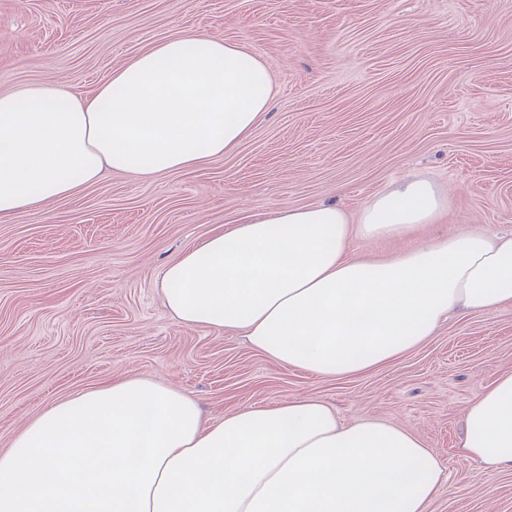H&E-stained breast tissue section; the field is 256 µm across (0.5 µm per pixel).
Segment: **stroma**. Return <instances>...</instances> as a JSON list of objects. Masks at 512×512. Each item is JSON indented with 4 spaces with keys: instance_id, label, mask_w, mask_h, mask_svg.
<instances>
[{
    "instance_id": "1",
    "label": "stroma",
    "mask_w": 512,
    "mask_h": 512,
    "mask_svg": "<svg viewBox=\"0 0 512 512\" xmlns=\"http://www.w3.org/2000/svg\"><path fill=\"white\" fill-rule=\"evenodd\" d=\"M198 31L266 61L272 107L198 170L112 172L0 222V451L49 402L120 376L175 386L208 420L306 393L433 448L447 481L430 512H512V473L458 454L468 407L512 371V304L327 378L177 321L158 288L166 262L218 225L330 203L355 216L416 176L447 194V212L403 238L355 241L358 253L512 233V0H0V91L54 79L90 93Z\"/></svg>"
}]
</instances>
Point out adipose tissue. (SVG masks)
I'll return each mask as SVG.
<instances>
[{"label":"adipose tissue","instance_id":"adipose-tissue-1","mask_svg":"<svg viewBox=\"0 0 512 512\" xmlns=\"http://www.w3.org/2000/svg\"><path fill=\"white\" fill-rule=\"evenodd\" d=\"M275 94L262 59L206 34L158 43L90 95L56 81L0 93V221L107 169L154 179L232 153ZM447 207L416 178L355 220L323 205L246 215L165 264L163 304L286 367L369 371L450 314L512 303V236L461 233L371 259L352 249L409 236ZM459 454L512 471V372L471 403ZM443 480L414 433L342 422L313 396L208 423L184 391L129 376L49 404L17 433L0 452V512H429Z\"/></svg>","mask_w":512,"mask_h":512}]
</instances>
